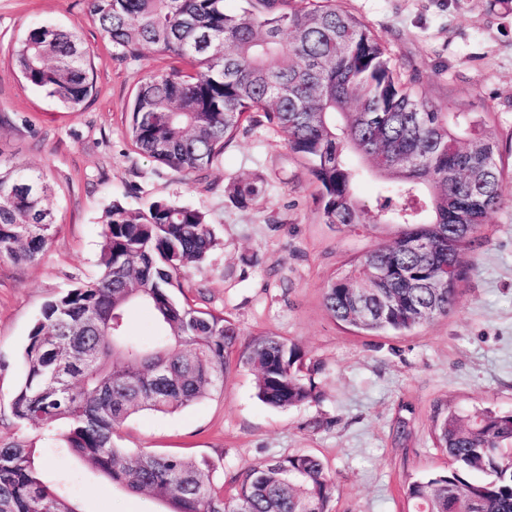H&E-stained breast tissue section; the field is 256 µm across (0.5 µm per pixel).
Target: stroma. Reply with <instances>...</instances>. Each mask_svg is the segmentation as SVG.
<instances>
[{
  "instance_id": "35a3bbf8",
  "label": "stroma",
  "mask_w": 512,
  "mask_h": 512,
  "mask_svg": "<svg viewBox=\"0 0 512 512\" xmlns=\"http://www.w3.org/2000/svg\"><path fill=\"white\" fill-rule=\"evenodd\" d=\"M383 43L402 82L451 112L489 119L512 176V0H336ZM76 33L90 54L95 91L75 109L29 84L12 57L33 25ZM169 64L154 47L121 58L89 14V0H0V153L47 172L55 233L37 262L0 259V444L26 438L11 397L21 355L44 304L98 271L112 201L139 208L167 199L205 211L216 246L182 278L201 308L230 313L244 335L263 331L323 362L319 402L272 408L255 376L231 368L224 389L171 414L142 411L115 441L130 453L182 455L212 468L216 486L297 451L317 455L336 483L331 512H405L409 481L444 471L432 418L448 406L512 413V183L464 260L448 316L400 335L366 336L333 320L323 289L344 263L392 240L395 226L341 230L324 223L307 164L278 128L239 135L202 179L140 155L127 137L138 85ZM264 195L243 207L241 180ZM408 436L396 440L398 424ZM79 512H165L128 493L86 460L41 449Z\"/></svg>"
}]
</instances>
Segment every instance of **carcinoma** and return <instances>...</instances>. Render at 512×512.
<instances>
[{
  "label": "carcinoma",
  "instance_id": "1",
  "mask_svg": "<svg viewBox=\"0 0 512 512\" xmlns=\"http://www.w3.org/2000/svg\"><path fill=\"white\" fill-rule=\"evenodd\" d=\"M241 2L228 10L224 0H90L92 20L122 58L136 60L151 45L176 61L139 86L133 146L170 171L201 176L240 132L265 122L280 128L317 183L324 223L399 228L393 242L328 281L330 316L370 335L448 316L465 252L504 199L488 122L445 112L402 84L380 40L336 0ZM13 59L31 85L69 108L93 93L89 53L72 32L33 27ZM367 169L382 179L371 210L358 201ZM49 190L46 172L0 156L1 259L26 263L44 252L55 229L44 205ZM264 192L241 180L233 198L245 206ZM214 245L197 208L159 199L107 210L97 277L47 301L30 332L10 407L32 438L0 447V512H75L43 478L40 441L169 512H330L334 479L309 453L236 474L228 496L207 466L175 454L134 457L115 443L135 412L170 413L222 389L234 353L255 374L262 402L319 400L321 368L306 364L297 344L270 330L244 342L227 313L177 299L180 278ZM135 306L164 328L149 345L128 334ZM435 430L450 465L408 483V512H512V413L450 410Z\"/></svg>",
  "mask_w": 512,
  "mask_h": 512
}]
</instances>
